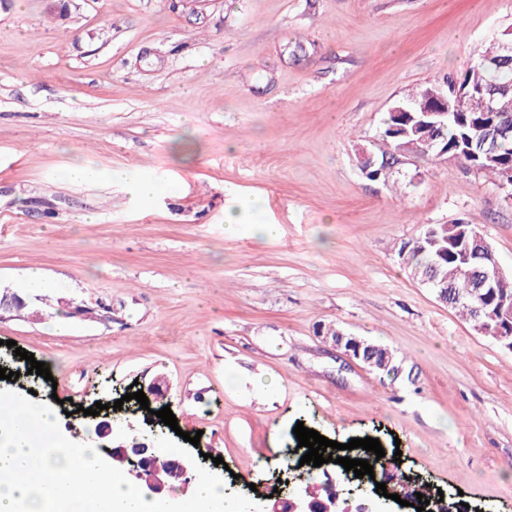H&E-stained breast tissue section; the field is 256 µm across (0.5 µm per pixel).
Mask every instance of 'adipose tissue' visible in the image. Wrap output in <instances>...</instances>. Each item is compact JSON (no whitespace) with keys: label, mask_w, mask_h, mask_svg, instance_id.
I'll use <instances>...</instances> for the list:
<instances>
[{"label":"adipose tissue","mask_w":512,"mask_h":512,"mask_svg":"<svg viewBox=\"0 0 512 512\" xmlns=\"http://www.w3.org/2000/svg\"><path fill=\"white\" fill-rule=\"evenodd\" d=\"M13 422L0 427V512H82L77 485L92 492L97 512H243L240 498L225 494L222 483L198 478L192 498L179 492L158 497L136 487L120 471L106 466L89 438L57 444L49 409L39 403L14 400ZM50 439L48 447H32L31 425ZM29 481H20V474Z\"/></svg>","instance_id":"obj_1"}]
</instances>
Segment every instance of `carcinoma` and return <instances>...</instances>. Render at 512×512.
<instances>
[{
    "label": "carcinoma",
    "mask_w": 512,
    "mask_h": 512,
    "mask_svg": "<svg viewBox=\"0 0 512 512\" xmlns=\"http://www.w3.org/2000/svg\"><path fill=\"white\" fill-rule=\"evenodd\" d=\"M505 43L512 44V32L490 43L467 72L450 74L406 95L399 102L405 111L389 112L384 120L381 138L388 151L383 161L378 166L361 163L362 172L376 179L386 175V168L397 163L401 154L440 158L446 151L461 156L466 167L502 181L504 171L512 167V112L489 111L488 94L465 97L459 111L439 122L423 124L417 119L428 106L430 94L441 89L455 85H481L487 89L512 85V59L503 61L505 52L501 45ZM471 238L472 228L462 222L426 224L417 238L400 245L399 256L413 278L448 291L452 295L448 306L474 323L475 280L459 269L454 257L458 243Z\"/></svg>",
    "instance_id": "carcinoma-1"
}]
</instances>
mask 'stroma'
<instances>
[{
  "label": "stroma",
  "mask_w": 512,
  "mask_h": 512,
  "mask_svg": "<svg viewBox=\"0 0 512 512\" xmlns=\"http://www.w3.org/2000/svg\"><path fill=\"white\" fill-rule=\"evenodd\" d=\"M509 30L512 0H70L63 17L0 0V290L27 301L0 315L17 374L0 393L53 408L65 439L94 434L84 409L163 379L150 407L179 429L155 448L195 459L186 496L235 474L289 497L301 422L379 439L408 478L512 512V353L397 254L464 222L511 274L512 207L454 160L403 155L378 181L358 162L380 158L408 89ZM79 162L102 179L69 181ZM115 170L168 191L131 198ZM33 269L49 288L27 287ZM329 323L389 347L401 374L326 342ZM202 445L223 464L197 462Z\"/></svg>",
  "instance_id": "1"
}]
</instances>
